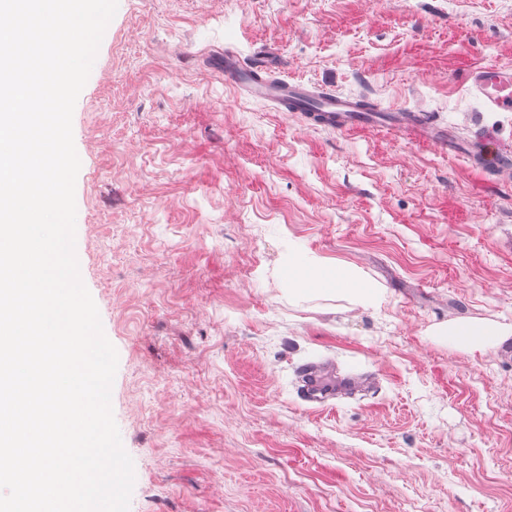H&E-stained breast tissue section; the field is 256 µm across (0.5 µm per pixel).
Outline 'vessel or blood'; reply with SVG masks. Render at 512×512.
<instances>
[{
  "instance_id": "b4317fda",
  "label": "vessel or blood",
  "mask_w": 512,
  "mask_h": 512,
  "mask_svg": "<svg viewBox=\"0 0 512 512\" xmlns=\"http://www.w3.org/2000/svg\"><path fill=\"white\" fill-rule=\"evenodd\" d=\"M224 70V81L234 91L245 98L261 99L282 107L292 100L298 103L300 111H312L326 115L334 128L347 131L367 126L365 112L356 98L340 94L328 84L307 87L302 83L274 77L271 57L261 55L251 62H242L233 51H225L220 56ZM470 91L490 112H512V67L478 66L468 74ZM392 126L395 132L411 140L433 138L447 143V130L434 126L433 122L417 112L401 110ZM300 378L305 395L309 400H317L337 392H347L355 388L357 379L335 378L321 369L305 365L300 369Z\"/></svg>"
}]
</instances>
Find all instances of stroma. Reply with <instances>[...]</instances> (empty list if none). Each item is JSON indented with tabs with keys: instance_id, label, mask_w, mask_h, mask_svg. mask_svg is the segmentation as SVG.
<instances>
[{
	"instance_id": "35a3bbf8",
	"label": "stroma",
	"mask_w": 512,
	"mask_h": 512,
	"mask_svg": "<svg viewBox=\"0 0 512 512\" xmlns=\"http://www.w3.org/2000/svg\"><path fill=\"white\" fill-rule=\"evenodd\" d=\"M425 113L450 144L237 96L211 59ZM512 0H118L73 113L76 256L118 353L130 512H512ZM376 290L299 289L289 259ZM356 376L308 402L299 368ZM469 90L490 112H512V67L478 66L468 74ZM447 334L448 341H462L474 348L487 345L500 347L512 338V326L453 323L448 324Z\"/></svg>"
}]
</instances>
